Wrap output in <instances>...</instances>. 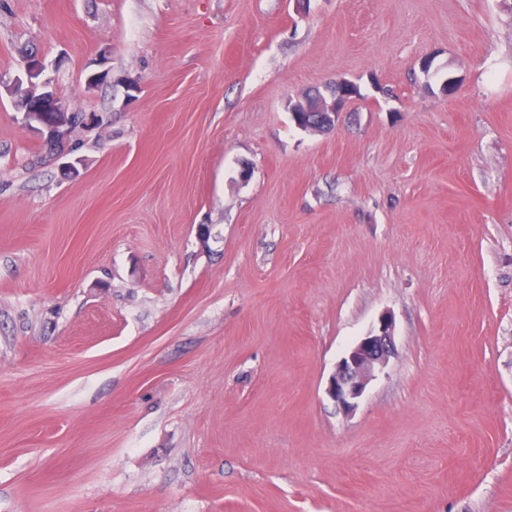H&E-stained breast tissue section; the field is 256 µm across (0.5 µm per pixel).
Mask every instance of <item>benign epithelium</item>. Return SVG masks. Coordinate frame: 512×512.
Here are the masks:
<instances>
[{
	"label": "benign epithelium",
	"instance_id": "obj_1",
	"mask_svg": "<svg viewBox=\"0 0 512 512\" xmlns=\"http://www.w3.org/2000/svg\"><path fill=\"white\" fill-rule=\"evenodd\" d=\"M14 92L17 102L21 103L24 122L57 146L55 157L61 159V165L74 169L82 163L79 157L68 158L73 153L69 149L71 137L79 127L100 128L99 115L85 112L78 118L62 107L53 92L41 91L33 84L25 87L20 77L15 79ZM339 108L336 100L329 101L320 94H314L296 102L292 111L314 114L305 129L324 131L335 125ZM393 351V323L385 317L336 365L329 380L328 394L341 411L350 413L356 409L375 372L387 364Z\"/></svg>",
	"mask_w": 512,
	"mask_h": 512
}]
</instances>
